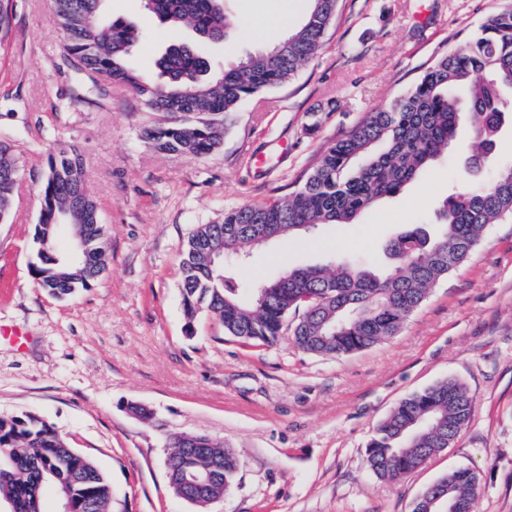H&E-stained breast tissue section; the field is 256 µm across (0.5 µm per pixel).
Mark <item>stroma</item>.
Instances as JSON below:
<instances>
[{
  "label": "stroma",
  "instance_id": "obj_1",
  "mask_svg": "<svg viewBox=\"0 0 512 512\" xmlns=\"http://www.w3.org/2000/svg\"><path fill=\"white\" fill-rule=\"evenodd\" d=\"M229 7L224 41L199 45L217 72L299 26L311 0ZM103 8L142 29L132 60L148 74L167 45L194 38L151 21L144 0ZM507 8L512 0H339L317 54L292 81L244 102L222 147L195 158L155 150L142 136L151 114L120 85L67 108L81 74L63 60L50 0H14L0 41V132L12 137L21 180L0 223V326L27 339L0 338V418L32 413L56 427L107 474L119 512H196L169 484L174 434L240 456L232 490L208 512H412L429 485L460 468L479 477L475 512H512V222L491 225L396 336L338 358L304 353L287 336L244 343L204 312L187 321L179 288L197 225L297 189L331 142ZM63 145L83 158L108 251L91 288L58 299L33 273V234L48 156ZM258 154L259 169L250 165ZM464 159L454 148L356 223L270 243L253 253L244 281L330 254L385 267L390 239L470 184ZM449 377L474 399L467 428L402 483H381L365 462L376 426L401 399ZM134 404L150 420L132 414Z\"/></svg>",
  "mask_w": 512,
  "mask_h": 512
}]
</instances>
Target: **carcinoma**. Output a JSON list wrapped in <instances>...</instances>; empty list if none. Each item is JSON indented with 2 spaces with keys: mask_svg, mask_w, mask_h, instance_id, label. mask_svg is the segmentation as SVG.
<instances>
[{
  "mask_svg": "<svg viewBox=\"0 0 512 512\" xmlns=\"http://www.w3.org/2000/svg\"><path fill=\"white\" fill-rule=\"evenodd\" d=\"M13 0H0V41L9 33ZM104 0H51L63 37L64 57L78 63L80 86L70 104L105 84L134 92L155 114L142 136L155 149L207 157L224 141L230 115L249 98L290 81L319 50L335 17L338 0H311L302 25L272 49L251 54L221 72L192 42H174L156 60L164 81L140 72L130 61L142 31L108 19ZM161 25L191 28L217 41L233 24L229 0H144ZM512 88V9L486 17L458 47L436 56L414 84L391 104L369 113L331 143L296 190L281 199L224 212L219 223L200 224L189 235L181 262L184 312L217 318L224 333L245 342L276 344L289 335L302 351L341 357L396 335L438 282L463 263L488 225L512 221V163L495 164L489 178L446 198L435 235L420 224L390 240L391 267L377 272L359 263L282 269L251 288L236 277L253 249L306 234L322 224H351L378 202L398 196L432 162L457 144L463 124L472 136L470 159L491 162L492 142L512 107L502 88ZM12 140L0 135V223L11 212L20 178ZM42 208L35 227L39 263L35 273L50 295L64 297L89 288L106 270V232L99 207L88 192L76 150L62 147L50 159L41 186ZM58 224H73L89 246L88 265L54 264L43 251ZM473 400L456 379L438 382L402 399L378 425L366 449V465L382 482L396 484L427 459L450 446L467 427ZM178 462L202 474L220 470L203 491L187 489L181 474L173 491L201 508L224 496L241 466L233 448L195 436ZM448 500L474 512L479 488L475 473L442 477ZM70 494L74 512H112V485L96 462L54 426L26 414L0 419V501L14 512H44V490Z\"/></svg>",
  "mask_w": 512,
  "mask_h": 512,
  "instance_id": "obj_1",
  "label": "carcinoma"
}]
</instances>
